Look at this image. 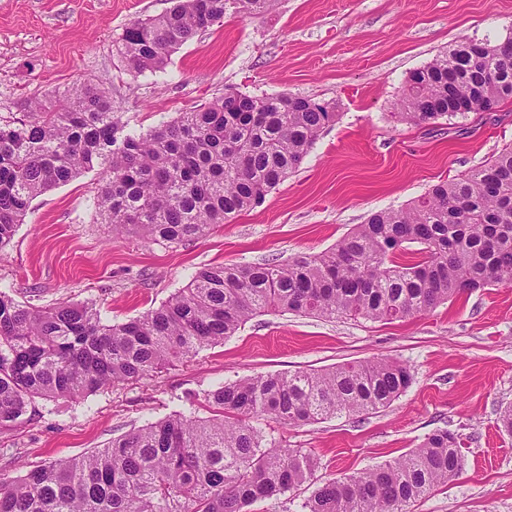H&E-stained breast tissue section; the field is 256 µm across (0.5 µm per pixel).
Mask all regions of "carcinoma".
<instances>
[{
    "label": "carcinoma",
    "instance_id": "cac0c4a2",
    "mask_svg": "<svg viewBox=\"0 0 512 512\" xmlns=\"http://www.w3.org/2000/svg\"><path fill=\"white\" fill-rule=\"evenodd\" d=\"M272 0H176L126 27V69L156 72L197 33ZM512 101V39L465 41L412 72L397 100L417 125ZM336 120L328 102L287 93L226 94L146 134L123 133L110 92L78 82L0 117V249L31 202L97 170L92 206L117 234L182 244L258 206ZM416 244L417 259L398 261ZM512 286V148L400 209L372 214L333 247L286 264L200 270L160 307L105 324L92 302L22 305L0 291V428L28 423L39 400H76L139 381L235 334L265 312L403 320L463 291ZM410 369L377 358L224 382L217 416L176 412L78 457L0 482V512H247L312 480L318 461L257 421L305 425L389 406ZM462 442L440 428L400 457L317 487L298 512H409L462 469Z\"/></svg>",
    "mask_w": 512,
    "mask_h": 512
}]
</instances>
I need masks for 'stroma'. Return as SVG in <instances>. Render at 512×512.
I'll list each match as a JSON object with an SVG mask.
<instances>
[{"mask_svg":"<svg viewBox=\"0 0 512 512\" xmlns=\"http://www.w3.org/2000/svg\"><path fill=\"white\" fill-rule=\"evenodd\" d=\"M171 0H0V115L17 101L90 81L112 93L129 132L145 133L217 97L292 93L336 103L338 116L300 168L264 202L183 245L115 236L86 172L37 197L0 249V290L17 301L95 303L103 323L160 307L201 268L285 262L331 248L370 214L399 208L512 144V103L420 126L395 102L410 73L463 39L512 35V0H273L175 50L165 68L132 75L113 43ZM392 358L411 387L389 407L300 427L268 422L286 448L319 462L317 480L361 472L445 428L464 465L412 512H512V437L498 428L512 404V287L463 293L392 322L266 313L188 362L78 401L45 403L39 417L0 431V480L84 454L173 412L213 411L203 394L245 376L322 370Z\"/></svg>","mask_w":512,"mask_h":512,"instance_id":"1","label":"stroma"}]
</instances>
